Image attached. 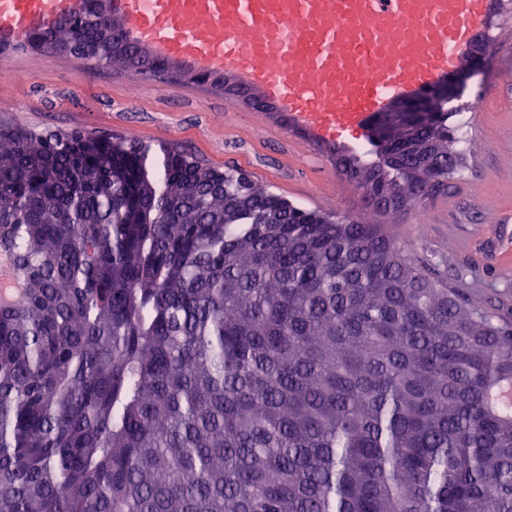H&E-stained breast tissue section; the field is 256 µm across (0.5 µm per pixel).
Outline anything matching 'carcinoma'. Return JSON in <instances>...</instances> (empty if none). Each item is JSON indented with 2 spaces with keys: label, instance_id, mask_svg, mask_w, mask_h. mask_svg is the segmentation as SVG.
Here are the masks:
<instances>
[{
  "label": "carcinoma",
  "instance_id": "obj_1",
  "mask_svg": "<svg viewBox=\"0 0 512 512\" xmlns=\"http://www.w3.org/2000/svg\"><path fill=\"white\" fill-rule=\"evenodd\" d=\"M119 31L79 0L22 48L137 74ZM456 112L336 166L405 211L458 171ZM279 199L0 121V512H512V320L388 225Z\"/></svg>",
  "mask_w": 512,
  "mask_h": 512
}]
</instances>
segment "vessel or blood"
<instances>
[{"instance_id": "obj_1", "label": "vessel or blood", "mask_w": 512, "mask_h": 512, "mask_svg": "<svg viewBox=\"0 0 512 512\" xmlns=\"http://www.w3.org/2000/svg\"><path fill=\"white\" fill-rule=\"evenodd\" d=\"M79 0H0V39L23 42ZM495 0H112L130 40L260 90L313 144L444 81L475 50Z\"/></svg>"}]
</instances>
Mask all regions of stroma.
Wrapping results in <instances>:
<instances>
[{
    "mask_svg": "<svg viewBox=\"0 0 512 512\" xmlns=\"http://www.w3.org/2000/svg\"><path fill=\"white\" fill-rule=\"evenodd\" d=\"M492 40L487 70L470 77L457 103L469 111L471 148L447 190L388 217L393 235L424 257L450 287L512 318V265L494 251L498 227L512 226V0H500L484 26ZM30 79L18 81L17 72ZM251 104L209 81L135 76L69 56L0 55V117L48 132H107L174 147L218 169L248 172L262 186L308 209L375 223L360 192L302 135L275 140L254 130Z\"/></svg>",
    "mask_w": 512,
    "mask_h": 512,
    "instance_id": "stroma-1",
    "label": "stroma"
}]
</instances>
